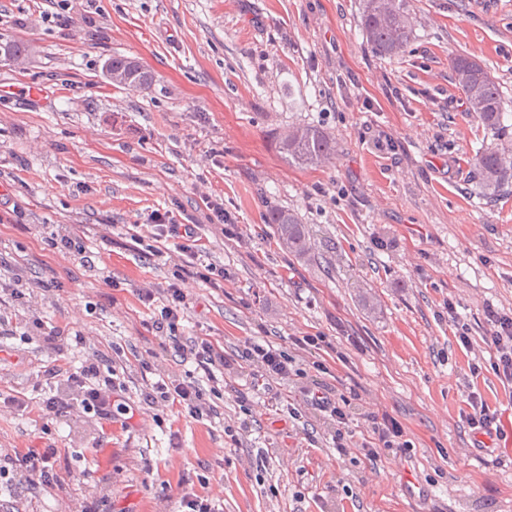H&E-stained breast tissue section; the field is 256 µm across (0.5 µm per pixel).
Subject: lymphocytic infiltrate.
I'll return each mask as SVG.
<instances>
[{
    "instance_id": "f902f5d3",
    "label": "lymphocytic infiltrate",
    "mask_w": 512,
    "mask_h": 512,
    "mask_svg": "<svg viewBox=\"0 0 512 512\" xmlns=\"http://www.w3.org/2000/svg\"><path fill=\"white\" fill-rule=\"evenodd\" d=\"M148 235H134L135 243H143L152 238L158 243L173 246L179 255L172 280L167 288L154 290L148 287L137 289L139 301L152 311L149 324L160 341L162 348L194 359L196 368L202 371L211 383L210 390H202L194 382L169 376H160L157 381L148 383L143 393V404L149 409L177 410L185 417L199 421L210 416L213 408L209 395L219 394L224 386V376L250 373L253 394L268 389L270 380L297 377L307 378L309 370L295 367L293 359L283 349L271 344H249L243 351L242 360L229 359L217 340L208 335L193 337L190 344H182L180 322L187 307V296L182 288L186 276L196 275L209 279L213 272L206 264V249L202 242L200 227L196 224L173 223L168 213H154ZM486 329L482 342L492 353L489 362H473L471 375H480L483 368L492 372L506 384H512V313L496 310L492 306L483 309ZM47 383L52 384L54 393L43 400L42 413L47 417H58L70 410L81 414L103 418L113 410L126 415L138 414L140 406H135L118 398L122 387L119 372L111 359L100 352H93L79 367L53 366L44 371ZM313 405L328 412L336 425L332 438L333 446L339 455L349 454L353 442L346 426L349 422L346 411L350 400L347 396H335L332 388L325 387L313 392ZM372 437L363 444L364 455L376 459L380 450L408 447L403 426L395 418L384 414L368 419ZM61 452L59 449L30 448L26 451L0 453V481L6 483H26L28 489L35 490L54 484L59 478Z\"/></svg>"
}]
</instances>
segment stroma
I'll list each match as a JSON object with an SVG mask.
<instances>
[{
	"label": "stroma",
	"instance_id": "1",
	"mask_svg": "<svg viewBox=\"0 0 512 512\" xmlns=\"http://www.w3.org/2000/svg\"><path fill=\"white\" fill-rule=\"evenodd\" d=\"M415 30L396 58L378 56L360 25L362 0H74L73 23L49 22L53 0H0V36L28 46L0 61V270L20 288L52 290L37 315L86 338V351L121 343L127 401L140 402V359L183 375L148 328L136 290L166 288L177 253L134 246L154 211L197 224L222 287L183 288L184 336L206 333L227 354L246 343L283 346L296 367L313 357L295 336L330 343L327 373L309 376L349 409L355 448L339 455L334 425L301 384L274 380L270 396L295 419L254 398L246 375L228 378L215 417L167 413L45 418L40 385L56 350L20 338L0 356V448L64 449L82 483L33 493L0 490L5 512H74L82 498L128 500L133 512H173L183 492L219 494L224 512H512V443L478 447L463 417L467 392L512 420V385L489 370L484 305L512 312V186L482 193L475 152L512 142V0H411ZM137 58L148 88L113 86L104 65ZM480 61L498 83L505 131L469 114L449 60ZM314 125L336 141L322 167L288 164V128ZM222 203L230 231L209 223ZM293 210L316 244L284 252L261 216ZM75 225L91 258L72 263L43 242ZM111 284H104V277ZM471 328L473 350L455 338ZM389 414L410 446L365 458L369 414ZM97 439L102 452L87 448Z\"/></svg>",
	"mask_w": 512,
	"mask_h": 512
}]
</instances>
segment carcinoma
I'll use <instances>...</instances> for the list:
<instances>
[{"label": "carcinoma", "instance_id": "1", "mask_svg": "<svg viewBox=\"0 0 512 512\" xmlns=\"http://www.w3.org/2000/svg\"><path fill=\"white\" fill-rule=\"evenodd\" d=\"M361 28L366 42L381 57H396L410 42L414 32V16L410 0H365ZM112 84L130 89H143L152 82L151 73L140 63L131 79L119 77L133 65V59L114 56L108 62ZM455 84L464 95L468 112L491 129L504 125L502 96L499 85L476 60L457 56L451 59ZM284 158L300 167H316L329 163L336 155V141L316 126L288 131L280 139ZM481 177L483 194L492 196L512 185V144L481 148L472 158ZM263 223L273 230L279 246L286 252L305 257L312 250L311 236L305 225L285 208H270Z\"/></svg>", "mask_w": 512, "mask_h": 512}]
</instances>
